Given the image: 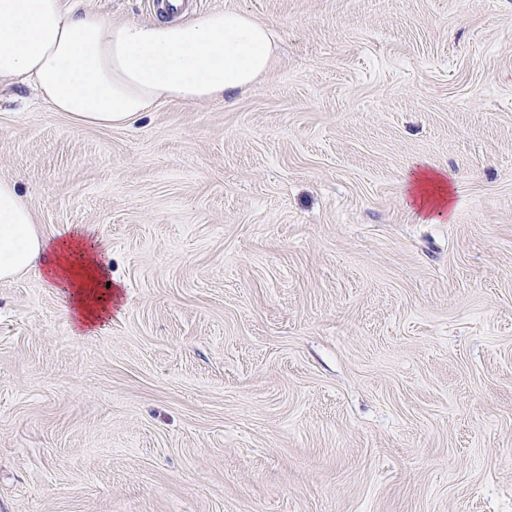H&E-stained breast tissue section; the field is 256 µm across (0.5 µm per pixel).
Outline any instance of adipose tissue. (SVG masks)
Listing matches in <instances>:
<instances>
[{"label":"adipose tissue","instance_id":"ef3b65f1","mask_svg":"<svg viewBox=\"0 0 512 512\" xmlns=\"http://www.w3.org/2000/svg\"><path fill=\"white\" fill-rule=\"evenodd\" d=\"M276 52L273 29L240 10L130 22L80 0H0V84L32 86L52 111L114 127L161 102L224 98L263 76ZM407 188L419 209L447 204V184L422 172ZM35 269L70 295L81 325L101 321L111 295L94 245L43 236L15 183L0 178V280Z\"/></svg>","mask_w":512,"mask_h":512}]
</instances>
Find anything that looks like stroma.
Masks as SVG:
<instances>
[{
    "label": "stroma",
    "instance_id": "stroma-1",
    "mask_svg": "<svg viewBox=\"0 0 512 512\" xmlns=\"http://www.w3.org/2000/svg\"><path fill=\"white\" fill-rule=\"evenodd\" d=\"M200 9L276 35L224 100L105 128L0 86V178L114 293L81 332L0 281V512H512V0ZM407 191H409L407 198H412L413 205L418 206L419 210L428 209L432 212L434 209L438 215L443 216V208L447 202V184L444 175L432 172H421L416 174L414 179H409L407 182ZM431 188H437L439 193L435 196L431 192Z\"/></svg>",
    "mask_w": 512,
    "mask_h": 512
}]
</instances>
